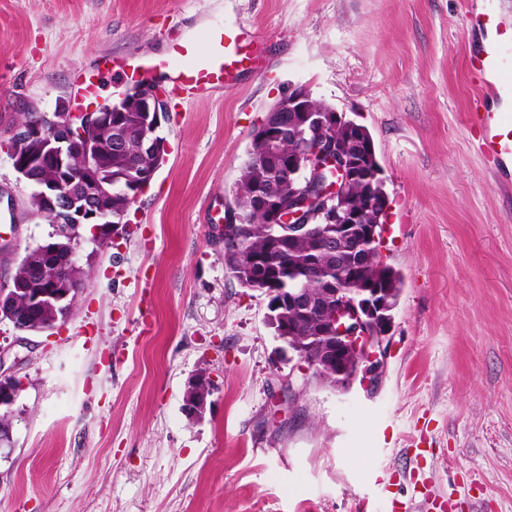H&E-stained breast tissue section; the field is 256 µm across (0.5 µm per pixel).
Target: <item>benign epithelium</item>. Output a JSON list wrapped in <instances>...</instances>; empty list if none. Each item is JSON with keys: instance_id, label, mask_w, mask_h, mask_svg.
<instances>
[{"instance_id": "1", "label": "benign epithelium", "mask_w": 512, "mask_h": 512, "mask_svg": "<svg viewBox=\"0 0 512 512\" xmlns=\"http://www.w3.org/2000/svg\"><path fill=\"white\" fill-rule=\"evenodd\" d=\"M140 111L146 113L149 128L141 133L143 146L156 153L166 152V143L158 134L161 119L168 112L165 95L154 85L138 83ZM308 95L296 88L288 99H279L272 112H299L300 123L306 130L346 124L358 130L355 122H345L344 115L335 110L312 112L307 108ZM112 99L99 101L91 110L76 112L61 100L52 112H42L28 125H15L10 131L8 151L12 166L19 178L33 187L31 197L42 212L55 216V223L80 229L89 225L93 239L106 241L111 237L112 225L127 224L130 207L140 192L153 180L155 172L140 170L123 192L125 205L112 209V182L106 177V160L112 147L122 143V132L112 140L97 143L85 131L86 124L112 126ZM78 143L87 145L89 158L86 166L75 171L69 167V157ZM356 141L320 140L316 148L288 161V174H301L304 185L311 187L322 183L316 209L306 213L290 206L296 196L290 194L285 202L274 209L276 223L304 224L315 215L350 228L336 241L328 243L330 254L341 246H348L351 262L355 266L368 265L377 271L388 267L383 244L387 224L364 222V211L350 206L342 186L356 178L359 168ZM51 167L57 171L52 180H42L37 173ZM369 207L378 211V218L388 215L389 201L386 193L367 191ZM43 264L37 274L44 280H54L61 267L78 265V249L50 238L39 245ZM395 290L387 284L368 282L355 291L328 288L321 295L301 290L290 302L301 315L314 313L320 322V335L309 345L304 338L295 344L289 336L279 337L280 353L291 364L284 386L292 388L297 374H323L336 378L335 388L350 389L355 380L375 387L387 360L394 329ZM14 289L0 290V322L9 321L15 330L45 333L64 326L74 313L72 291L67 288H50L34 294L25 310L13 302ZM23 382L15 373L3 369L0 362V414L11 415ZM213 390H202L196 379L188 382L185 410L199 416L206 410Z\"/></svg>"}]
</instances>
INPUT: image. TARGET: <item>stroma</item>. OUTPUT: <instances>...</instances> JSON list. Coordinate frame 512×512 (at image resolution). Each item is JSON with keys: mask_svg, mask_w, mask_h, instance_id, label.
I'll use <instances>...</instances> for the list:
<instances>
[{"mask_svg": "<svg viewBox=\"0 0 512 512\" xmlns=\"http://www.w3.org/2000/svg\"><path fill=\"white\" fill-rule=\"evenodd\" d=\"M466 0H0V281L51 231L5 145L20 113L88 109L243 21L271 69L175 103L153 181L99 244L58 336L0 323L23 389L0 449V512H512V181L481 150ZM305 87L372 135L402 277L381 381L345 392L289 366L267 299L224 262V212L251 135ZM211 404L187 415L198 371ZM424 440L422 452L412 443Z\"/></svg>", "mask_w": 512, "mask_h": 512, "instance_id": "stroma-1", "label": "stroma"}]
</instances>
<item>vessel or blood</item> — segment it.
<instances>
[{
    "mask_svg": "<svg viewBox=\"0 0 512 512\" xmlns=\"http://www.w3.org/2000/svg\"><path fill=\"white\" fill-rule=\"evenodd\" d=\"M466 15L469 32L477 36L471 50L478 63V88L493 101L491 107L475 116L484 134L483 149L499 163H512V60L505 53V44L512 36L501 30L496 15L490 11L470 8ZM112 65L116 74L132 82L149 79L157 70H164L174 97L189 101L204 100L234 87L244 71H263L271 63L264 41L238 23L214 30L206 51L195 50L189 42H175L167 60L134 65L116 58Z\"/></svg>",
    "mask_w": 512,
    "mask_h": 512,
    "instance_id": "b4317fda",
    "label": "vessel or blood"
}]
</instances>
